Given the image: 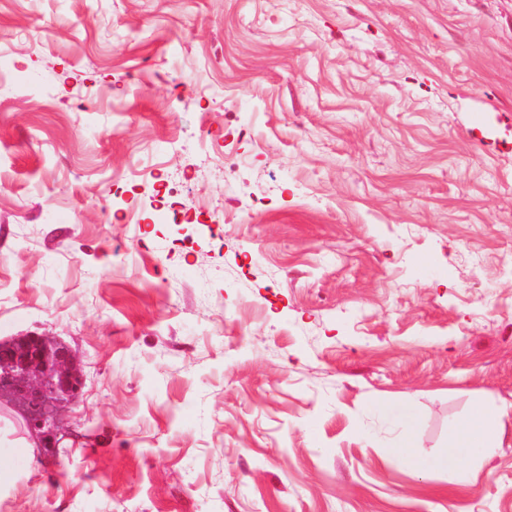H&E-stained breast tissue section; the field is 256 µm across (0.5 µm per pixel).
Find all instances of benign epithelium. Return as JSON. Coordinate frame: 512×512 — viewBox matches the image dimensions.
<instances>
[{"label":"benign epithelium","instance_id":"obj_1","mask_svg":"<svg viewBox=\"0 0 512 512\" xmlns=\"http://www.w3.org/2000/svg\"><path fill=\"white\" fill-rule=\"evenodd\" d=\"M81 385L67 346L45 336L0 341V402L12 405L30 430L60 434L66 398L76 395Z\"/></svg>","mask_w":512,"mask_h":512}]
</instances>
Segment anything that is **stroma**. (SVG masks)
<instances>
[{
  "label": "stroma",
  "instance_id": "obj_1",
  "mask_svg": "<svg viewBox=\"0 0 512 512\" xmlns=\"http://www.w3.org/2000/svg\"><path fill=\"white\" fill-rule=\"evenodd\" d=\"M25 335L84 386L0 512H512V0H0ZM502 431L499 417H493L480 404L474 405L469 416L449 430L447 456L437 465L451 468L481 449L496 448L501 443ZM394 452L399 456L402 463L415 473H420L428 467L425 460L416 451V441L411 431H408L398 442Z\"/></svg>",
  "mask_w": 512,
  "mask_h": 512
}]
</instances>
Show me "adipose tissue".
<instances>
[{"instance_id": "1", "label": "adipose tissue", "mask_w": 512, "mask_h": 512, "mask_svg": "<svg viewBox=\"0 0 512 512\" xmlns=\"http://www.w3.org/2000/svg\"><path fill=\"white\" fill-rule=\"evenodd\" d=\"M500 418L489 414L482 405H474L468 417L451 427L448 433V453L442 463L457 466L484 448L497 447L501 442Z\"/></svg>"}]
</instances>
